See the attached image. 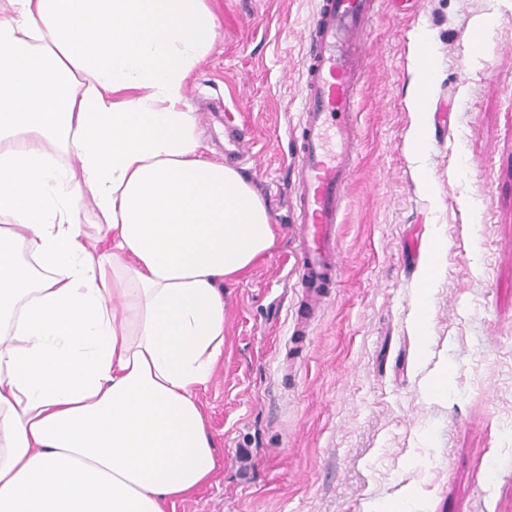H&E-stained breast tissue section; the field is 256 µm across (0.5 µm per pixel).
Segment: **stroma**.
<instances>
[{
    "label": "stroma",
    "mask_w": 512,
    "mask_h": 512,
    "mask_svg": "<svg viewBox=\"0 0 512 512\" xmlns=\"http://www.w3.org/2000/svg\"><path fill=\"white\" fill-rule=\"evenodd\" d=\"M316 2L209 0L216 39L190 103L246 119L251 152L237 169L277 240L224 289V362L199 395L217 468L175 512H388L404 500L415 512H512V0H377L342 271L296 349L288 130ZM487 17L485 49L468 51V29ZM423 37L436 71L424 119L412 97ZM435 238L422 334L420 264ZM446 364L447 395H427Z\"/></svg>",
    "instance_id": "1"
}]
</instances>
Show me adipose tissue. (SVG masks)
I'll return each mask as SVG.
<instances>
[{"label": "adipose tissue", "instance_id": "obj_1", "mask_svg": "<svg viewBox=\"0 0 512 512\" xmlns=\"http://www.w3.org/2000/svg\"><path fill=\"white\" fill-rule=\"evenodd\" d=\"M214 38L207 0L0 6V512H170L213 476L224 285L276 244L203 153Z\"/></svg>", "mask_w": 512, "mask_h": 512}]
</instances>
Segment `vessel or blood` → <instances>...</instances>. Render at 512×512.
<instances>
[{"mask_svg": "<svg viewBox=\"0 0 512 512\" xmlns=\"http://www.w3.org/2000/svg\"><path fill=\"white\" fill-rule=\"evenodd\" d=\"M373 0H321L308 31L301 136L294 171L299 222L295 267L302 310L294 333L306 335L341 269L336 226L354 172L352 113L366 55L355 45Z\"/></svg>", "mask_w": 512, "mask_h": 512, "instance_id": "obj_1", "label": "vessel or blood"}]
</instances>
